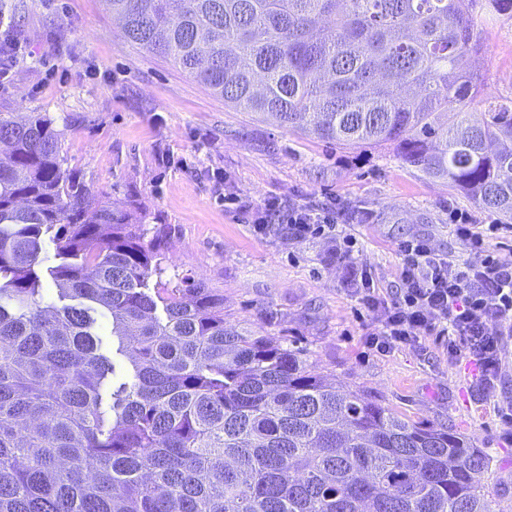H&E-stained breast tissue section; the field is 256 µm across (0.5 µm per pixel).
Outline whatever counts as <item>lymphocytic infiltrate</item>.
Segmentation results:
<instances>
[{
  "label": "lymphocytic infiltrate",
  "instance_id": "1",
  "mask_svg": "<svg viewBox=\"0 0 512 512\" xmlns=\"http://www.w3.org/2000/svg\"><path fill=\"white\" fill-rule=\"evenodd\" d=\"M272 212L279 213L295 239L327 236L339 257L349 261L352 280L364 290L361 302L376 318L371 347L387 352L413 346L427 334L447 344L449 358L474 362L477 382L493 386L512 351V258L488 253L483 235L472 225L456 227L470 255L463 264L436 253L426 238L398 242L403 288L389 299L377 292L371 268L351 260L357 240L338 228L347 206L314 210L290 199L270 200L253 212L257 234H270L267 216Z\"/></svg>",
  "mask_w": 512,
  "mask_h": 512
}]
</instances>
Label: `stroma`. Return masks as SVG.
I'll return each mask as SVG.
<instances>
[{
	"label": "stroma",
	"instance_id": "obj_1",
	"mask_svg": "<svg viewBox=\"0 0 512 512\" xmlns=\"http://www.w3.org/2000/svg\"><path fill=\"white\" fill-rule=\"evenodd\" d=\"M27 52L0 87V113L46 112L62 130L66 167L116 206L136 201L148 224L166 229L175 284L201 282L224 297V319L305 348L312 372L343 381L414 423L452 427L493 457L497 512H512V426L498 416L512 399V357L492 387L474 384L470 362L444 343L380 353L367 345L372 321L346 261L324 237L257 235L251 213L289 197L340 202L365 218L349 225L374 284L400 294L396 245L428 237L466 262L454 218L485 233L489 251L512 252V230L468 196L406 167L390 148L344 149L296 128L225 105L172 61L126 41L103 0H19ZM472 65L489 97L512 100V14L486 21Z\"/></svg>",
	"mask_w": 512,
	"mask_h": 512
}]
</instances>
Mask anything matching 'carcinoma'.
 I'll return each mask as SVG.
<instances>
[{"mask_svg": "<svg viewBox=\"0 0 512 512\" xmlns=\"http://www.w3.org/2000/svg\"><path fill=\"white\" fill-rule=\"evenodd\" d=\"M103 2L128 42L224 103L390 146L512 223V145L491 149L512 142V105L478 110L469 69L484 38L470 8L493 18L512 0ZM0 145V512H495L473 439L226 327L206 285H172L164 227L64 167L53 118L0 114ZM97 314L133 370L109 417Z\"/></svg>", "mask_w": 512, "mask_h": 512, "instance_id": "1", "label": "carcinoma"}]
</instances>
